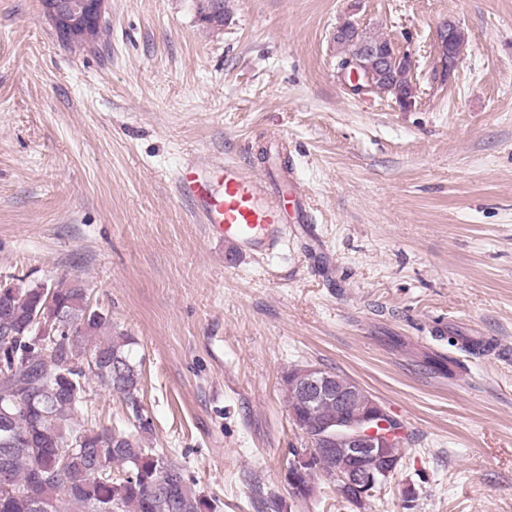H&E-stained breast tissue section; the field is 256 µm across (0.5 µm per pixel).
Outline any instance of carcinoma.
Segmentation results:
<instances>
[{
  "instance_id": "carcinoma-1",
  "label": "carcinoma",
  "mask_w": 512,
  "mask_h": 512,
  "mask_svg": "<svg viewBox=\"0 0 512 512\" xmlns=\"http://www.w3.org/2000/svg\"><path fill=\"white\" fill-rule=\"evenodd\" d=\"M198 10L221 21L224 0H199ZM362 42L389 44L365 31L336 40L346 61L359 56ZM362 62L376 74L377 90L397 103L413 97L409 67L384 70L370 57ZM91 340L85 362L75 360V348ZM132 344L128 334L112 331L109 316L88 304L78 284L0 281V468L11 471L9 487H0V512H216L180 465L143 446L151 421L139 409L142 371ZM91 376L131 407L134 430L77 420ZM301 377L299 368L288 373L289 410L314 437L336 425L341 409L334 401L309 402L294 386ZM105 463L118 465V472H99ZM333 465L321 455L302 466L295 474L299 497L312 494L316 467L327 475Z\"/></svg>"
}]
</instances>
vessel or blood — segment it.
<instances>
[{"label": "vessel or blood", "mask_w": 512, "mask_h": 512, "mask_svg": "<svg viewBox=\"0 0 512 512\" xmlns=\"http://www.w3.org/2000/svg\"><path fill=\"white\" fill-rule=\"evenodd\" d=\"M176 186L201 214L208 237L253 256L279 249L287 236V205L300 195L298 188L272 186L229 160L186 162Z\"/></svg>", "instance_id": "b4317fda"}]
</instances>
